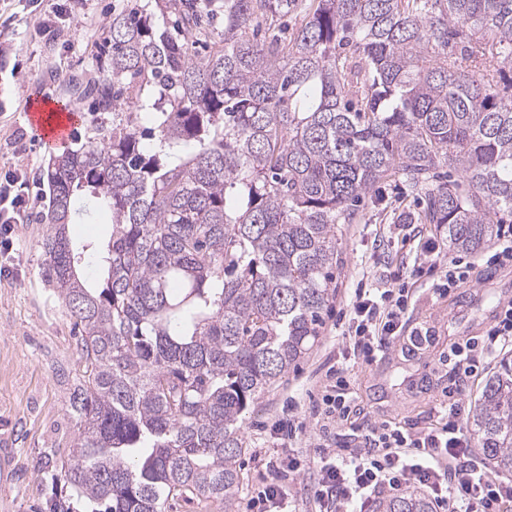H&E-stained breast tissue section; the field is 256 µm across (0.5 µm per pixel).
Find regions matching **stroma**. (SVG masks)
<instances>
[{"label": "stroma", "mask_w": 512, "mask_h": 512, "mask_svg": "<svg viewBox=\"0 0 512 512\" xmlns=\"http://www.w3.org/2000/svg\"><path fill=\"white\" fill-rule=\"evenodd\" d=\"M57 0H0V42L13 46L9 62L0 64V178L27 173V208L12 227L9 247L0 260L12 267L0 275V512H33L51 494L52 476L60 472L75 427L67 411L72 380L81 371L72 320L44 278L41 241L49 202L47 183L39 176L51 151L39 145L27 116L32 98L46 92L81 114L74 130L83 136L94 125L112 122L109 112L79 98L75 83L94 79L106 63L104 45L112 9L122 0H70L73 15L57 40H45L39 28L52 16ZM424 194L397 180L381 184L366 198L353 223L340 225L336 295L325 315L314 348L251 406L242 424L245 450L241 461L238 507H246L273 474L267 462L296 455L308 464L289 482L292 512H311L310 463L317 446L338 448L356 443L361 427L386 422L414 433L438 422L437 409L448 398V353L462 337H479L494 323L500 306L512 300V265L480 263L470 282L441 292L436 275L412 287L405 324L371 363L356 364L349 378L355 408L348 420L323 424L314 407L342 350L337 317L358 284L379 287L393 273H407L417 255L440 243L434 225L413 224L412 236L397 227L400 217L418 214ZM71 237L91 249L84 269L101 278L93 255L110 233L104 215L75 218ZM295 416L304 427L293 437L276 431L275 421Z\"/></svg>", "instance_id": "obj_1"}]
</instances>
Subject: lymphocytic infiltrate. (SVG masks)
Returning a JSON list of instances; mask_svg holds the SVG:
<instances>
[{
	"mask_svg": "<svg viewBox=\"0 0 512 512\" xmlns=\"http://www.w3.org/2000/svg\"><path fill=\"white\" fill-rule=\"evenodd\" d=\"M26 185L16 174L0 180V235L11 232L26 206ZM410 291L391 278L378 288H358L347 308L346 336L355 358L370 361L402 327ZM512 352V301L483 338H463L451 351L456 382L476 377L490 361ZM460 398L449 397L438 414L442 426L416 434L368 425L357 448L319 451V479L312 489L318 512H375L384 495L403 488H423L435 512H512V480L492 476L476 457L464 422Z\"/></svg>",
	"mask_w": 512,
	"mask_h": 512,
	"instance_id": "f902f5d3",
	"label": "lymphocytic infiltrate"
}]
</instances>
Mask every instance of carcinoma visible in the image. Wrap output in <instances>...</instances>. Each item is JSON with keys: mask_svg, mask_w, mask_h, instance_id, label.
Listing matches in <instances>:
<instances>
[{"mask_svg": "<svg viewBox=\"0 0 512 512\" xmlns=\"http://www.w3.org/2000/svg\"><path fill=\"white\" fill-rule=\"evenodd\" d=\"M112 11V126L53 157L44 276L81 336L76 437L56 476L92 512H235L249 407L313 348L334 297L337 226L382 180L425 191L418 219L472 252L512 219V0H317L293 36L253 33L299 0H188ZM153 117L142 142L140 112ZM448 165L460 179L431 185ZM112 230L103 282L78 274V194ZM467 428L512 476V362ZM40 512H77L53 493ZM378 512H434L405 491Z\"/></svg>", "mask_w": 512, "mask_h": 512, "instance_id": "cac0c4a2", "label": "carcinoma"}]
</instances>
